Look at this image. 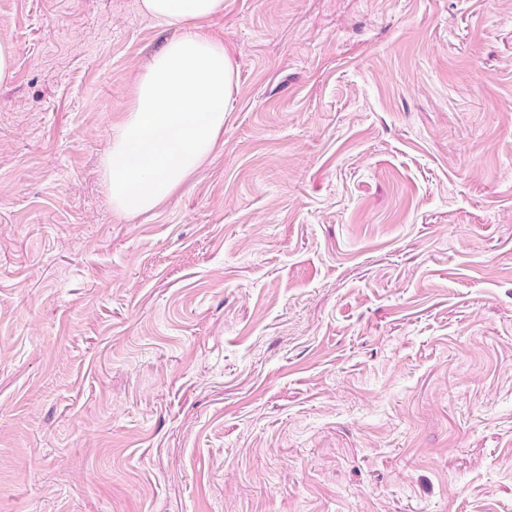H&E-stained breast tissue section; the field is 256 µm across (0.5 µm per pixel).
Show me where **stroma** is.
<instances>
[{"instance_id":"35a3bbf8","label":"stroma","mask_w":512,"mask_h":512,"mask_svg":"<svg viewBox=\"0 0 512 512\" xmlns=\"http://www.w3.org/2000/svg\"><path fill=\"white\" fill-rule=\"evenodd\" d=\"M224 142L101 161L173 37L0 0V512H512V0H224Z\"/></svg>"}]
</instances>
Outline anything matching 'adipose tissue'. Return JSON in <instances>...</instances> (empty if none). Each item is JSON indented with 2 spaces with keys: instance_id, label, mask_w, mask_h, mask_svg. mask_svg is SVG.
I'll return each instance as SVG.
<instances>
[{
  "instance_id": "obj_1",
  "label": "adipose tissue",
  "mask_w": 512,
  "mask_h": 512,
  "mask_svg": "<svg viewBox=\"0 0 512 512\" xmlns=\"http://www.w3.org/2000/svg\"><path fill=\"white\" fill-rule=\"evenodd\" d=\"M143 13L175 37L139 74L102 160L112 208L128 217L156 209L214 153L235 89V65L201 32L224 0H141Z\"/></svg>"
}]
</instances>
